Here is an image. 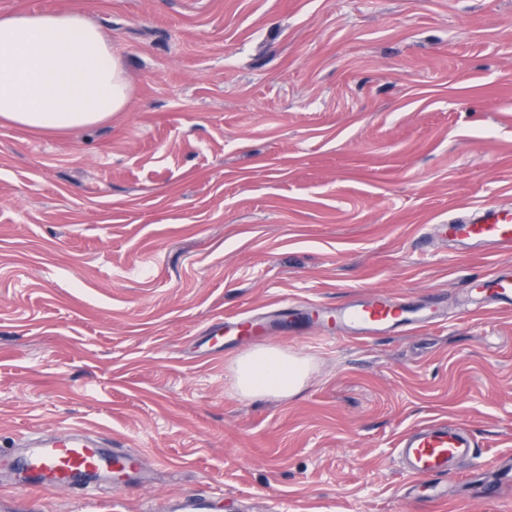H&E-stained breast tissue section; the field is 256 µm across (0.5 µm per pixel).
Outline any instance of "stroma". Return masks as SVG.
I'll return each instance as SVG.
<instances>
[{
    "instance_id": "35a3bbf8",
    "label": "stroma",
    "mask_w": 512,
    "mask_h": 512,
    "mask_svg": "<svg viewBox=\"0 0 512 512\" xmlns=\"http://www.w3.org/2000/svg\"><path fill=\"white\" fill-rule=\"evenodd\" d=\"M78 12L131 92L65 133L0 122V451L86 427L138 452L146 482L29 494L23 512H512L481 476L512 457V310L466 316L512 255L419 238L512 206V0H0ZM383 291L444 320L365 341L326 320L211 336L226 315ZM307 360L286 399L241 395L256 344ZM464 423L477 456L423 503L400 434ZM223 498V494L205 497L208 500L186 496L170 501L167 505V512H219L223 509Z\"/></svg>"
}]
</instances>
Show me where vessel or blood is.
<instances>
[{
    "instance_id": "obj_1",
    "label": "vessel or blood",
    "mask_w": 512,
    "mask_h": 512,
    "mask_svg": "<svg viewBox=\"0 0 512 512\" xmlns=\"http://www.w3.org/2000/svg\"><path fill=\"white\" fill-rule=\"evenodd\" d=\"M435 234L448 241L479 247L486 251L512 253V210H485L473 222L433 225ZM480 295L492 309L512 307V276L494 271L486 274ZM332 319L338 335L347 339H371L397 327H426L440 322L433 309L409 308L401 300L383 292H375L369 301L347 303L337 307ZM225 334L235 331L260 332L258 316L236 314L225 317L220 325ZM102 436L80 428H72L48 437L21 438L23 454L15 466L21 472L20 485L26 491H44L54 487L78 486L89 489L93 483L118 473L127 485L140 478L139 459L130 451L101 450ZM475 442L464 425L431 419L404 432L398 444V457L404 473L414 478L455 476V466L474 454ZM223 497L206 499L186 496L169 502L167 512H221Z\"/></svg>"
}]
</instances>
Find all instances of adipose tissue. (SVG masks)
I'll list each match as a JSON object with an SVG mask.
<instances>
[{
  "instance_id": "1",
  "label": "adipose tissue",
  "mask_w": 512,
  "mask_h": 512,
  "mask_svg": "<svg viewBox=\"0 0 512 512\" xmlns=\"http://www.w3.org/2000/svg\"><path fill=\"white\" fill-rule=\"evenodd\" d=\"M130 84L112 41L75 12L0 17V121L44 132L94 126L123 111ZM307 361L260 346L233 362L246 396L300 391Z\"/></svg>"
}]
</instances>
